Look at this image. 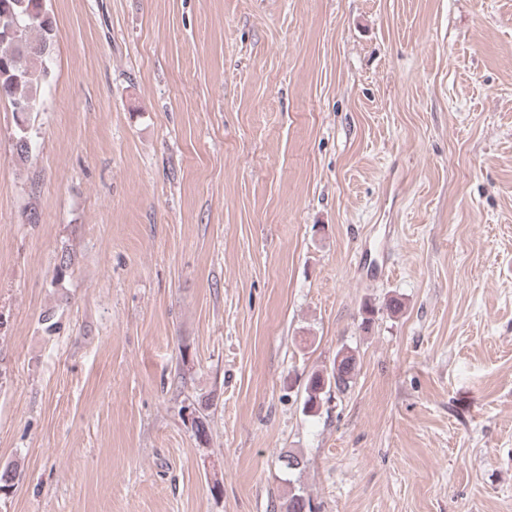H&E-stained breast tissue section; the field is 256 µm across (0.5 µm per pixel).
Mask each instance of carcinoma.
<instances>
[{
  "label": "carcinoma",
  "instance_id": "1",
  "mask_svg": "<svg viewBox=\"0 0 512 512\" xmlns=\"http://www.w3.org/2000/svg\"><path fill=\"white\" fill-rule=\"evenodd\" d=\"M56 22L44 0H0V100H8L11 108L37 102V92L49 83L48 59L54 48ZM27 113L17 116L15 152L25 161L30 153ZM338 359L328 371L311 374L305 385L304 407H319L323 396L345 392L352 382L356 357L341 349ZM284 512H313L310 499L303 492H292L284 504Z\"/></svg>",
  "mask_w": 512,
  "mask_h": 512
}]
</instances>
